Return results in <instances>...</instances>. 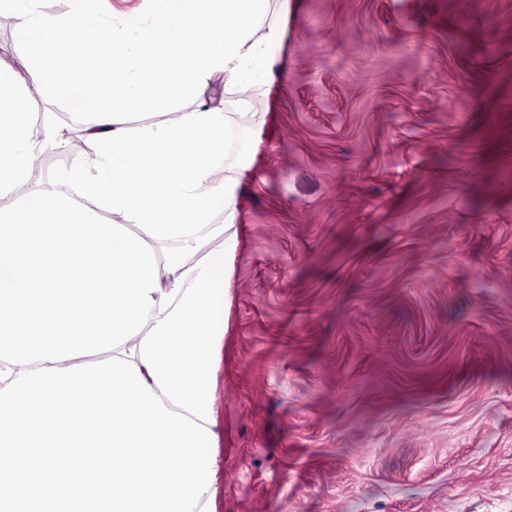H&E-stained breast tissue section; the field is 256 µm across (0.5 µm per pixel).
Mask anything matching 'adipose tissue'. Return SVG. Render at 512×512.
<instances>
[{"label":"adipose tissue","instance_id":"adipose-tissue-1","mask_svg":"<svg viewBox=\"0 0 512 512\" xmlns=\"http://www.w3.org/2000/svg\"><path fill=\"white\" fill-rule=\"evenodd\" d=\"M151 2L133 24L91 0H71L66 17L41 12V0H0L28 59L23 77L0 64V270L10 276L0 288V384L106 351L133 361L169 410L211 429L216 311L236 250L238 181L221 174L235 117L179 105L217 73L246 89L274 75L282 28L267 19L269 0ZM76 28L93 35L78 51ZM37 98L51 111L36 115ZM57 108L92 117L95 154L69 175L82 205L20 191L59 135ZM140 108L165 119L132 130L127 117Z\"/></svg>","mask_w":512,"mask_h":512}]
</instances>
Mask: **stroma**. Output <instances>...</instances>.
<instances>
[{"mask_svg": "<svg viewBox=\"0 0 512 512\" xmlns=\"http://www.w3.org/2000/svg\"><path fill=\"white\" fill-rule=\"evenodd\" d=\"M269 17L273 80L202 96L242 115L214 512H512V0Z\"/></svg>", "mask_w": 512, "mask_h": 512, "instance_id": "stroma-1", "label": "stroma"}]
</instances>
